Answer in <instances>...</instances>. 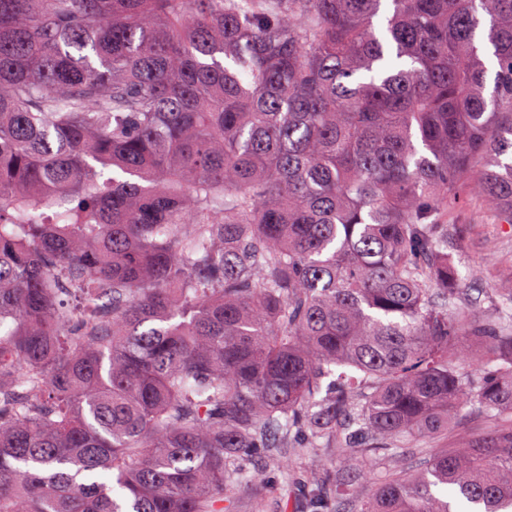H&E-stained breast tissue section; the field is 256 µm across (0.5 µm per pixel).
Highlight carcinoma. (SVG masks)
<instances>
[{
  "label": "carcinoma",
  "instance_id": "cac0c4a2",
  "mask_svg": "<svg viewBox=\"0 0 512 512\" xmlns=\"http://www.w3.org/2000/svg\"><path fill=\"white\" fill-rule=\"evenodd\" d=\"M468 190L512 226V0H0V512H238L293 431L353 512H512ZM457 220L448 234V253L462 277L470 272L460 288H468L465 298L479 297L481 309L489 303L491 285L482 274H497L505 268L506 255H512V227L492 224L480 200L465 192L455 206ZM483 292V293H482ZM424 453H420L413 448H405L402 452L394 456H384L383 453L376 458L373 457L371 464V471H374L378 466L392 465L400 469L404 473H414L419 471L424 466L425 461Z\"/></svg>",
  "mask_w": 512,
  "mask_h": 512
}]
</instances>
